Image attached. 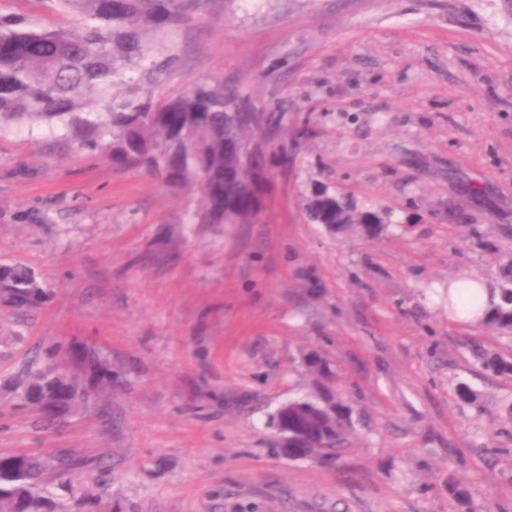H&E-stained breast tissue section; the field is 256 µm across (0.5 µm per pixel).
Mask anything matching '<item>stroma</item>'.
I'll use <instances>...</instances> for the list:
<instances>
[{
  "mask_svg": "<svg viewBox=\"0 0 512 512\" xmlns=\"http://www.w3.org/2000/svg\"><path fill=\"white\" fill-rule=\"evenodd\" d=\"M0 15L75 25L57 0ZM165 86L240 83L286 112L262 222L191 224L185 196L44 121L0 129V267L46 297L0 305V455L80 461L56 500L95 512H512V382L464 349L512 338L448 314V282L512 258V10L503 0H195L154 38ZM306 137H299L300 129ZM389 213L376 238L309 223L314 186ZM104 356L99 402L47 427L20 405L55 346ZM341 371L359 419L332 465L273 454L270 415ZM467 380L477 405L460 401Z\"/></svg>",
  "mask_w": 512,
  "mask_h": 512,
  "instance_id": "35a3bbf8",
  "label": "stroma"
}]
</instances>
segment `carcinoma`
Here are the masks:
<instances>
[{"label": "carcinoma", "mask_w": 512, "mask_h": 512, "mask_svg": "<svg viewBox=\"0 0 512 512\" xmlns=\"http://www.w3.org/2000/svg\"><path fill=\"white\" fill-rule=\"evenodd\" d=\"M87 16L79 30L43 28L0 15V127L13 121L42 119L66 128L78 145L101 153L116 169H141L174 190L197 188L199 199L190 213L193 224L224 223L229 204L242 224L262 219L267 206L263 176L224 158V142L257 135L247 114L263 112L269 129H281L285 116L254 100L240 84L195 81L175 93L164 91L161 76L168 59H150L156 35L184 21L186 0H58ZM233 103L239 112L225 111ZM307 219L332 234L358 226L373 237L384 229L386 211L358 208L346 195L327 187L311 192ZM500 302L483 325L512 334V262L498 271ZM0 294L16 304L41 303L44 292L33 275L17 266L0 276ZM470 355L494 376L512 380V353L491 351L477 341ZM308 367L319 379L314 395L288 402V415L275 413L270 425L288 432L325 436V464L337 456L353 428L352 408L328 382L336 377L331 363L315 356ZM21 481L8 467L0 473V512H49L55 504L52 481L70 486L78 463L66 455L28 457ZM448 497L473 512L466 488L448 481Z\"/></svg>", "instance_id": "obj_1"}]
</instances>
